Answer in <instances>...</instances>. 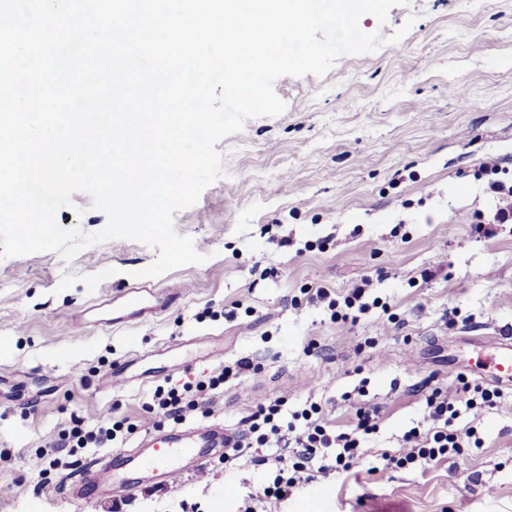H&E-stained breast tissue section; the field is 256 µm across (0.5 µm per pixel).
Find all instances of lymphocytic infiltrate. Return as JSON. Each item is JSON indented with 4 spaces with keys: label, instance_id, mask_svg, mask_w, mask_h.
Instances as JSON below:
<instances>
[{
    "label": "lymphocytic infiltrate",
    "instance_id": "1",
    "mask_svg": "<svg viewBox=\"0 0 512 512\" xmlns=\"http://www.w3.org/2000/svg\"><path fill=\"white\" fill-rule=\"evenodd\" d=\"M372 285L369 278L354 282L343 299L332 298L326 288H316L309 296L310 302L326 304L334 322H357L359 314L369 309L364 296ZM223 376L209 380L186 382L182 386H157L147 413L158 420L178 421L190 411L198 410L199 399L206 391L223 384ZM456 391L448 393L441 385L422 381L424 392L423 420L427 430L410 429L402 436L403 448L398 454L384 455L385 468H403L414 465L427 468L448 457L460 454L464 445H480L475 428L455 429L454 423L461 414L481 411L496 405L502 393L464 376H456ZM356 422L350 430L336 432L322 423L321 408L310 404L294 412L292 417L281 414L280 403L262 405L244 418L243 435L249 447L258 449L255 465L266 468L267 475L256 494L258 502L279 500L290 496L300 485L320 477L348 472L365 463L363 443L368 435L376 433L380 409L366 400L354 403ZM123 422L109 426L87 428L82 419L71 418L68 426L59 431L50 449L40 450L28 459L31 470L43 473L51 464L50 452L77 454L85 448H107L122 431Z\"/></svg>",
    "mask_w": 512,
    "mask_h": 512
}]
</instances>
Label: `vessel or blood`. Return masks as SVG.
Instances as JSON below:
<instances>
[{
    "label": "vessel or blood",
    "instance_id": "obj_1",
    "mask_svg": "<svg viewBox=\"0 0 512 512\" xmlns=\"http://www.w3.org/2000/svg\"><path fill=\"white\" fill-rule=\"evenodd\" d=\"M185 293L186 287L180 283L170 285L161 292L146 284L127 287L121 291L119 301L112 307L76 311L68 327L83 335L110 326L145 323L178 304ZM135 380L127 364L117 362L104 374L102 384L107 388L124 387ZM491 380L501 385L512 383L511 336L501 337L497 342ZM240 442V431L225 426L218 419L170 430L155 429L147 432L135 447L103 456L89 471L85 481L70 487L68 495L77 503L117 494L130 498L143 489L136 479L137 474L157 472L164 476L166 483L171 484L186 474L204 469L214 450L234 449Z\"/></svg>",
    "mask_w": 512,
    "mask_h": 512
}]
</instances>
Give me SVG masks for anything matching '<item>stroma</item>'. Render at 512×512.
I'll use <instances>...</instances> for the list:
<instances>
[{
	"label": "stroma",
	"mask_w": 512,
	"mask_h": 512,
	"mask_svg": "<svg viewBox=\"0 0 512 512\" xmlns=\"http://www.w3.org/2000/svg\"><path fill=\"white\" fill-rule=\"evenodd\" d=\"M359 27L405 35L339 57L325 76L277 79L284 112L248 119L218 143L224 176L173 219L204 260L156 277L187 293L153 322L79 340L66 327L79 307L135 284L157 249L113 239L68 261L55 251L0 258V450L9 453L0 512H77L68 487L103 449L42 477L28 466L70 415L92 425L129 419L136 431L112 444L129 448L153 428L143 405L157 385L205 380L243 358L252 371L225 379L186 422L236 427L279 400L287 417L318 403L344 430L354 409L343 395L358 388L381 409L364 469L328 479L326 498L319 482L301 485L278 512H512V388L496 408L456 420L476 427L482 448L426 470L386 469L381 459L423 418L413 384H451L449 365L492 357L493 332L512 327V223L497 225L492 249L471 230L496 210L482 159L499 156L512 179V0H408L386 22L370 15ZM459 85L469 107L454 96ZM281 237L290 246H278ZM441 255L443 272L422 282ZM365 276L372 307L356 323L331 322L326 304L308 300L307 289L340 296ZM453 307L448 327L442 315ZM193 336L223 337V360H205L197 344L189 367L165 371L170 345ZM120 360L155 374L99 389ZM255 455L246 449L172 485L151 481L124 512H243L262 478Z\"/></svg>",
	"instance_id": "stroma-1"
}]
</instances>
